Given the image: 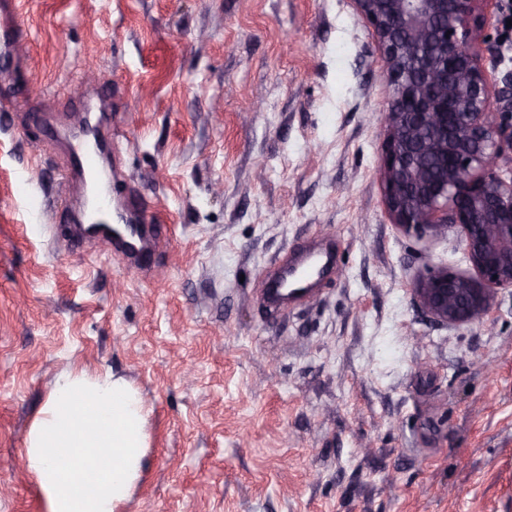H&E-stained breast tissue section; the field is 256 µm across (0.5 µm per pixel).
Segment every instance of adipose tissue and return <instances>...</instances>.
Returning <instances> with one entry per match:
<instances>
[{
	"label": "adipose tissue",
	"mask_w": 512,
	"mask_h": 512,
	"mask_svg": "<svg viewBox=\"0 0 512 512\" xmlns=\"http://www.w3.org/2000/svg\"><path fill=\"white\" fill-rule=\"evenodd\" d=\"M148 414L124 377L58 374L28 429L24 455L46 512H119L147 463Z\"/></svg>",
	"instance_id": "ef3b65f1"
}]
</instances>
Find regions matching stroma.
I'll return each mask as SVG.
<instances>
[{
	"label": "stroma",
	"mask_w": 512,
	"mask_h": 512,
	"mask_svg": "<svg viewBox=\"0 0 512 512\" xmlns=\"http://www.w3.org/2000/svg\"><path fill=\"white\" fill-rule=\"evenodd\" d=\"M29 38L0 112V512H45L23 465L54 377L111 371L151 413L122 512H512V288L450 327L414 305L456 230L399 232L379 172L388 88L352 0H16ZM483 64L512 75V0ZM94 64L117 210L161 233L153 276L74 244L51 126ZM336 267L262 302L288 251Z\"/></svg>",
	"instance_id": "1"
}]
</instances>
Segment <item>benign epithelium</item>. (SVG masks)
<instances>
[{
  "instance_id": "1",
  "label": "benign epithelium",
  "mask_w": 512,
  "mask_h": 512,
  "mask_svg": "<svg viewBox=\"0 0 512 512\" xmlns=\"http://www.w3.org/2000/svg\"><path fill=\"white\" fill-rule=\"evenodd\" d=\"M489 0H353L372 27L390 96L382 114L384 198L404 234L454 229L470 265L432 266L411 288L435 322L481 320L512 288V112L493 105L482 59Z\"/></svg>"
}]
</instances>
